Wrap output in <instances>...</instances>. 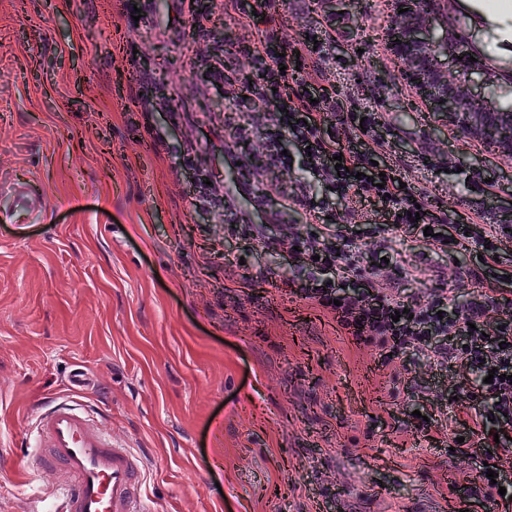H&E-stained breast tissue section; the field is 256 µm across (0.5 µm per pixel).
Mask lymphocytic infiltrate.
Masks as SVG:
<instances>
[{
	"instance_id": "1",
	"label": "lymphocytic infiltrate",
	"mask_w": 512,
	"mask_h": 512,
	"mask_svg": "<svg viewBox=\"0 0 512 512\" xmlns=\"http://www.w3.org/2000/svg\"><path fill=\"white\" fill-rule=\"evenodd\" d=\"M343 109V102L335 97L326 96L313 104L299 94L287 111L275 113L251 133L266 145L271 165L282 168L289 167L291 160L281 154L278 143L283 136H291L300 147L310 148V170L332 183L341 195H374L382 202L381 211L360 209L352 213L351 224H318L307 234L298 225L285 223L275 211L268 224H276L277 232L270 236L267 224L250 223L235 196L228 192L224 195L225 232L257 239L268 248L287 253L306 273L298 295L334 309L338 322L356 344L378 350L382 365H389L411 349L455 374H478L464 405L472 421L470 431L486 439L508 436L512 433V322L501 321L491 329L481 325L470 328V318L483 315L490 307L480 295L470 302L464 318L447 314L448 296L442 291L423 300H403L396 280L385 274L382 265L362 264V251L350 227L365 226L374 245L383 252L394 250L409 236L422 238L435 254L447 253L460 239H471L481 249L482 285L496 293L508 280L499 273L498 265L501 247L512 240V230L474 217L466 225H448L440 235H425L423 222L413 217L415 203L409 192L401 189L394 169L375 170V149L345 152L339 136L325 132L328 114ZM329 269L356 273L367 285V292L338 294L335 281L322 276Z\"/></svg>"
}]
</instances>
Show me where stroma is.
Wrapping results in <instances>:
<instances>
[{
  "label": "stroma",
  "instance_id": "obj_1",
  "mask_svg": "<svg viewBox=\"0 0 512 512\" xmlns=\"http://www.w3.org/2000/svg\"><path fill=\"white\" fill-rule=\"evenodd\" d=\"M456 0L480 49L512 65V13ZM387 0H277L260 15L210 0H0V190L34 185L45 209L0 217V512H26V443L38 404L81 394L142 464L145 512H485V465L449 448L469 382L407 352L378 366L333 312L293 294L287 259L214 221L225 187L251 223L288 182L344 224L358 198L265 163L239 128L270 111L230 99L250 49L277 39L314 98L373 114L380 157L429 222L474 213L512 225V156L489 150L420 100L396 66ZM335 28L330 61L296 42ZM209 68L198 78V67ZM368 262L405 268L404 298L448 291L464 310L478 248L411 239Z\"/></svg>",
  "mask_w": 512,
  "mask_h": 512
}]
</instances>
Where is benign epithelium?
Listing matches in <instances>:
<instances>
[{"label": "benign epithelium", "instance_id": "benign-epithelium-1", "mask_svg": "<svg viewBox=\"0 0 512 512\" xmlns=\"http://www.w3.org/2000/svg\"><path fill=\"white\" fill-rule=\"evenodd\" d=\"M398 24L389 35L391 51L402 72L434 109L480 137L504 155H512V132L505 128L497 102L485 95L489 87L482 59L469 43L447 45L448 0H391ZM466 91L479 103L473 111L464 106Z\"/></svg>", "mask_w": 512, "mask_h": 512}]
</instances>
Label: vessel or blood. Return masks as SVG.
Segmentation results:
<instances>
[{
    "label": "vessel or blood",
    "mask_w": 512,
    "mask_h": 512,
    "mask_svg": "<svg viewBox=\"0 0 512 512\" xmlns=\"http://www.w3.org/2000/svg\"><path fill=\"white\" fill-rule=\"evenodd\" d=\"M44 208L33 187L14 186L0 196L7 219L29 222ZM33 481L52 471L66 477L64 486L35 496V512H143L139 485L141 464L128 448L112 441L76 403L44 410L35 422Z\"/></svg>",
    "instance_id": "obj_1"
}]
</instances>
